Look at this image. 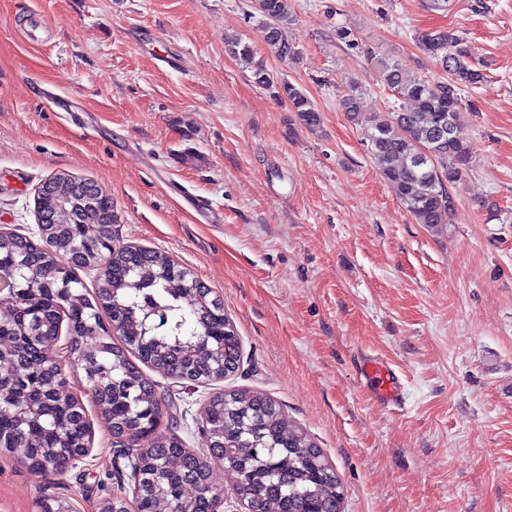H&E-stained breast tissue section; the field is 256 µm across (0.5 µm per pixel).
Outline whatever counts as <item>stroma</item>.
<instances>
[{
  "instance_id": "1",
  "label": "stroma",
  "mask_w": 512,
  "mask_h": 512,
  "mask_svg": "<svg viewBox=\"0 0 512 512\" xmlns=\"http://www.w3.org/2000/svg\"><path fill=\"white\" fill-rule=\"evenodd\" d=\"M277 58L252 0H0V227L38 239L58 172L112 198L117 238L164 252L224 300L242 338L225 381L149 377L174 434L208 451L200 412L224 387L279 401L335 465L344 512H512V0H291ZM350 32L349 40L338 36ZM450 29L483 85L456 134L472 152L451 224L416 223L371 161L363 114L398 106L371 54L439 79L417 36ZM252 46L320 124L289 130L274 89L225 45ZM402 380L380 401L364 360ZM92 450L37 474L0 448V512H102L127 457L89 394Z\"/></svg>"
}]
</instances>
